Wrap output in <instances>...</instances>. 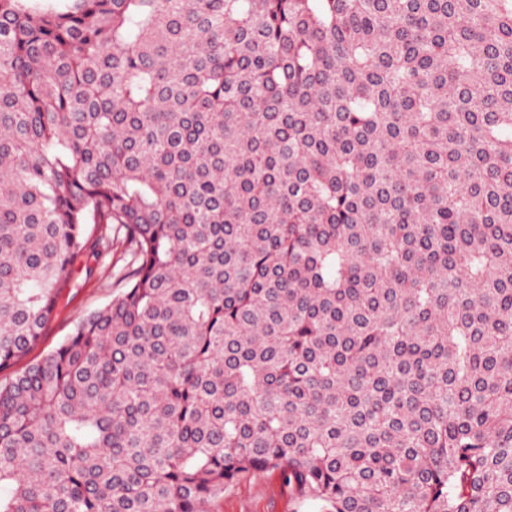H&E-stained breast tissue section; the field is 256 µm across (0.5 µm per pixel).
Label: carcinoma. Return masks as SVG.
<instances>
[{"label": "carcinoma", "instance_id": "1", "mask_svg": "<svg viewBox=\"0 0 512 512\" xmlns=\"http://www.w3.org/2000/svg\"><path fill=\"white\" fill-rule=\"evenodd\" d=\"M91 223L0 512H512V0H0V370ZM88 233L92 239L100 236L113 239L110 225L89 224ZM129 261L127 247L121 239L112 240L108 254L100 257L89 249L78 254L73 259L69 285L64 288L39 342L11 368L0 371V380L5 381L58 347L70 336L81 318L111 302L118 288L123 287V283H119V274L127 268ZM208 512H317L302 499L277 470L256 471L224 491Z\"/></svg>", "mask_w": 512, "mask_h": 512}]
</instances>
